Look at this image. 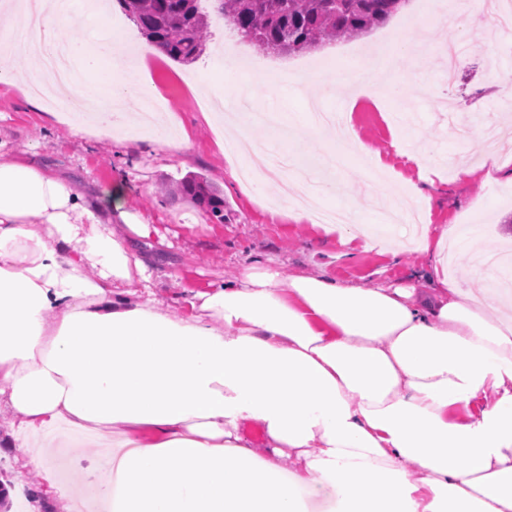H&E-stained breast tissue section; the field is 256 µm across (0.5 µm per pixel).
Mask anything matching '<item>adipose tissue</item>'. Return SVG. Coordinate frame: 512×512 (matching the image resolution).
<instances>
[{"label": "adipose tissue", "instance_id": "obj_1", "mask_svg": "<svg viewBox=\"0 0 512 512\" xmlns=\"http://www.w3.org/2000/svg\"><path fill=\"white\" fill-rule=\"evenodd\" d=\"M0 81L28 0H0ZM74 133L135 132L162 57L70 34ZM16 153L0 151L1 448L44 451L80 432L103 451V512H512V290L465 291L445 270L452 225L390 237L433 255L429 287L280 276L263 260L171 316L140 248L156 229ZM95 269L88 277L87 269ZM261 437L253 439L249 429Z\"/></svg>", "mask_w": 512, "mask_h": 512}]
</instances>
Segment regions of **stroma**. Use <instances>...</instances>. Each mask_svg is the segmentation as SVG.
<instances>
[{"label": "stroma", "mask_w": 512, "mask_h": 512, "mask_svg": "<svg viewBox=\"0 0 512 512\" xmlns=\"http://www.w3.org/2000/svg\"><path fill=\"white\" fill-rule=\"evenodd\" d=\"M419 0H408L396 15L368 35L340 39L317 50L291 56H279L237 41L236 56L245 69L261 72L318 69L333 78L339 65L349 56H363L385 44L395 33H402L411 52L401 60L405 71H423L427 86L405 85L400 96H329L323 98L326 109L341 110L346 127L361 146L358 155L347 156L338 172L347 195L363 191V176L380 155L388 168L382 176L381 192L373 197L363 221H383L388 200L402 195L403 180L416 179L417 165L406 156L412 145H431V178L435 182L429 221L433 226L453 224L460 238L478 234L484 249L497 253L512 249V177L497 174L485 183L463 180L458 167L465 157H478L479 144L463 145L448 134L449 118L472 128H487L512 114V90L490 88V64L512 69V36L494 38L495 58H488L478 22L463 19L451 28H433L422 33ZM462 41L467 61L451 86L441 83V48L448 40ZM224 49V29L218 20H210L206 49L189 65L171 59L148 64L164 113L171 115L169 134L188 133L193 146L180 154L160 149L151 133H143L134 146L122 140L121 132L109 138L84 134L72 135L52 109L35 103L17 85L0 83V142L23 152L37 162L56 169L95 192L113 185L122 186L130 210L145 216L165 237L164 244L153 249V279L173 313H181L185 297L191 292L233 278L239 269L254 259H271L283 275L297 271L324 270L347 284L370 285L388 282L395 285L426 287L428 257L408 250L392 258L384 245L348 251L338 244V233H328L294 219L290 209L278 205L276 186L264 195H246L237 177L244 164L217 143L219 132L204 119L206 104L190 87V75L207 68ZM399 148H392V140ZM189 174H200L224 192V221L215 223L192 204L174 198V181ZM482 210H474V201ZM26 451L0 448V468L12 485L9 500L23 498L26 505H38L40 512H62L55 493L37 496L43 482L37 470L21 465ZM58 481L71 488L72 512H97L89 474L102 473V459L82 440H71L69 447L48 451Z\"/></svg>", "instance_id": "35a3bbf8"}]
</instances>
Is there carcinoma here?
<instances>
[{
    "label": "carcinoma",
    "mask_w": 512,
    "mask_h": 512,
    "mask_svg": "<svg viewBox=\"0 0 512 512\" xmlns=\"http://www.w3.org/2000/svg\"><path fill=\"white\" fill-rule=\"evenodd\" d=\"M233 32L265 51L288 55L360 37L385 23L407 0H211ZM151 44L180 64L204 52L207 11L201 0H118ZM173 194L224 223V196L201 175L173 185Z\"/></svg>",
    "instance_id": "cac0c4a2"
}]
</instances>
